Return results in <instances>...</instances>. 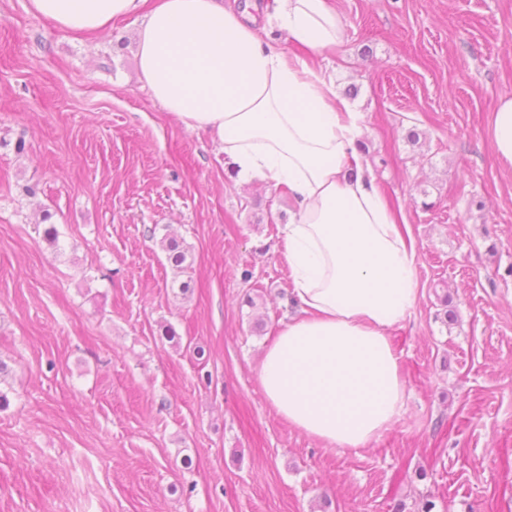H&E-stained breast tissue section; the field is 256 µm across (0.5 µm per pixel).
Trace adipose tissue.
<instances>
[{"instance_id": "adipose-tissue-1", "label": "adipose tissue", "mask_w": 512, "mask_h": 512, "mask_svg": "<svg viewBox=\"0 0 512 512\" xmlns=\"http://www.w3.org/2000/svg\"><path fill=\"white\" fill-rule=\"evenodd\" d=\"M28 9L74 33L134 20L151 98L208 132L241 179L288 186L298 211L281 245L303 314L264 348L259 384L280 418L324 445L378 440L405 406L391 332L418 300L415 241L356 148L351 104L258 26L266 19L322 54L344 33L329 0H29ZM489 137L512 167V96L492 113Z\"/></svg>"}]
</instances>
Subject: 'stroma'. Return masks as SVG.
<instances>
[{
  "mask_svg": "<svg viewBox=\"0 0 512 512\" xmlns=\"http://www.w3.org/2000/svg\"><path fill=\"white\" fill-rule=\"evenodd\" d=\"M332 2L344 37L313 66L416 242L399 420L356 450L276 414L287 186L148 97L131 21L80 36L0 0V512H512V170L488 136L512 0Z\"/></svg>",
  "mask_w": 512,
  "mask_h": 512,
  "instance_id": "35a3bbf8",
  "label": "stroma"
}]
</instances>
